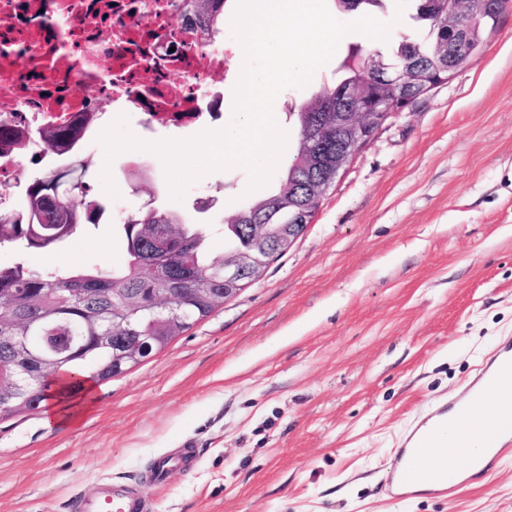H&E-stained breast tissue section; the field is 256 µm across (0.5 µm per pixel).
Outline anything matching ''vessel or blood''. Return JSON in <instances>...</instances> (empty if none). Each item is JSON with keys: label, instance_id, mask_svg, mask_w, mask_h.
<instances>
[{"label": "vessel or blood", "instance_id": "obj_1", "mask_svg": "<svg viewBox=\"0 0 512 512\" xmlns=\"http://www.w3.org/2000/svg\"><path fill=\"white\" fill-rule=\"evenodd\" d=\"M512 386V341L497 344L479 374L455 400L436 407L403 436L386 479L387 491L394 497L409 496L414 489L428 485L430 492L443 494L459 478L448 467V430L468 419L474 400L494 401ZM481 450L470 460L471 476L485 478L492 472L506 449L512 447V411L496 412L479 430ZM195 457L192 442L176 451L159 454L150 471L152 481L161 483L175 470L189 467ZM74 512H148L144 494L127 483L108 478L75 498Z\"/></svg>", "mask_w": 512, "mask_h": 512}]
</instances>
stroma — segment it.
<instances>
[{"label":"stroma","mask_w":512,"mask_h":512,"mask_svg":"<svg viewBox=\"0 0 512 512\" xmlns=\"http://www.w3.org/2000/svg\"><path fill=\"white\" fill-rule=\"evenodd\" d=\"M415 4L384 0L373 17L387 40L347 34L305 87L273 105L287 145L261 190L240 167L208 173L170 197L162 160L129 150L106 160L97 137L89 181L105 205L98 228L30 253V266L119 264L115 208L149 199L210 229L222 214L277 190L297 154L299 104L338 82L353 46L391 59L424 42ZM137 161L153 174L133 187ZM109 170L116 195L102 184ZM512 338V6L483 50L446 83L404 108L339 174L311 224L260 280L162 350L94 385L77 420L46 408L0 421V512H72L103 478L144 493L151 512H512V451L479 484L450 495L390 496L400 440L454 399L496 344ZM197 444L165 483L154 457Z\"/></svg>","instance_id":"obj_1"}]
</instances>
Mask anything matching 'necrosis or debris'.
<instances>
[{
  "label": "necrosis or debris",
  "mask_w": 512,
  "mask_h": 512,
  "mask_svg": "<svg viewBox=\"0 0 512 512\" xmlns=\"http://www.w3.org/2000/svg\"><path fill=\"white\" fill-rule=\"evenodd\" d=\"M234 54L182 0H0V124L79 126L85 83L116 112L144 94L141 133L199 125Z\"/></svg>",
  "instance_id": "4bbe7bcc"
}]
</instances>
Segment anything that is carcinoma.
<instances>
[{
	"label": "carcinoma",
	"instance_id": "1",
	"mask_svg": "<svg viewBox=\"0 0 512 512\" xmlns=\"http://www.w3.org/2000/svg\"><path fill=\"white\" fill-rule=\"evenodd\" d=\"M224 2L192 0L191 8L215 29L224 19ZM508 3L509 0H491V4L478 11L475 18L480 29L493 32ZM418 18L429 27L430 40L398 43L390 69L399 71L408 64L420 65L430 76L437 64L436 18L422 7L418 9ZM342 71L341 82L361 86L363 95L357 100L343 99L334 84L301 105L296 112L300 147L288 166L284 183L277 191L245 202L233 214L224 216V223L241 225L239 232H224V251L211 252L202 225L183 221L172 210L157 207L148 214L128 215L119 224L125 256L118 266L42 270L22 260L8 265L0 263V309L6 312L3 322L14 326V335H26L25 324L14 323L17 314L22 313L32 332L69 337V342L60 348L29 347L32 359L46 361L45 373L17 377L11 404L7 408L0 406V421L38 409L46 400L49 382L60 372L75 373L70 385L75 391L87 380L110 381L132 368L120 356L124 342L153 336L156 352L224 305V252L246 246L240 232L248 231L251 224H263L274 238L281 227L298 223L295 213L305 209L302 183L317 162L312 153L305 152V129L311 125L318 135L336 139L339 129L329 120L330 114L365 109L380 90L374 74L345 66ZM39 142L43 153L61 156L65 154L63 148L75 143L74 133L43 127ZM30 143V129L14 124L0 126L1 155L22 153ZM90 166L89 157L71 154L65 172L51 167L32 176L20 211L0 214V248L10 245L22 253L54 249L100 223L105 205L93 196L90 183L81 182V188L74 193L69 190L72 176H84ZM145 224L181 225L180 234L189 242L188 248L165 252L161 262L151 260L144 250ZM173 283L181 288L176 316L127 307L128 301L145 297L155 289L167 293Z\"/></svg>",
	"mask_w": 512,
	"mask_h": 512
}]
</instances>
